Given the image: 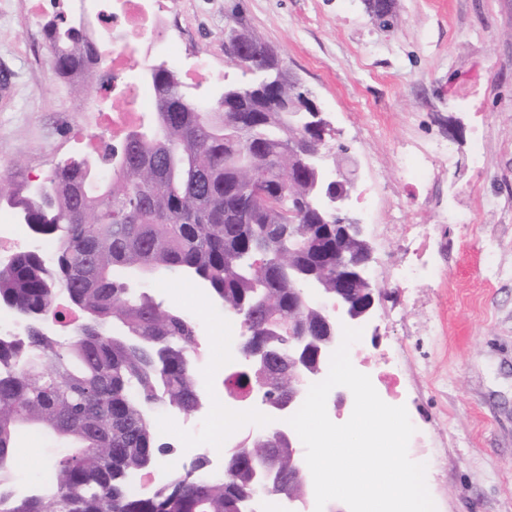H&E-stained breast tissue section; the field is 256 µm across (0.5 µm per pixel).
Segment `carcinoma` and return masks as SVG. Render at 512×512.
I'll use <instances>...</instances> for the list:
<instances>
[{
  "mask_svg": "<svg viewBox=\"0 0 512 512\" xmlns=\"http://www.w3.org/2000/svg\"><path fill=\"white\" fill-rule=\"evenodd\" d=\"M230 28L245 48L237 68L250 80L209 111L160 69L153 135L125 139L109 162L99 155L60 164L34 193L11 171L0 174V204L24 216L39 242L0 263V307L23 328L0 337V512H244L254 471L269 455L289 474L273 434L258 433L232 456L226 478L199 480L197 461L152 494L131 483L174 452L157 410L188 415L204 402L195 322L133 280L158 289L203 282L253 331L270 319L316 330L319 313L297 299L307 286L302 273L315 267L333 298L360 248L353 237L336 242L334 224L315 213L332 187L321 184L312 197L308 183L291 178L288 158L309 138L281 107L301 94L292 75L243 19ZM45 35L53 73L83 95L94 44L63 21L46 25ZM90 164L111 170V199L86 178ZM290 231L309 243L293 261ZM346 288L357 304L373 284L352 279ZM50 320L70 327L67 339L43 332ZM254 345L274 352L273 368L233 373L231 388L287 393L292 381L279 374L292 355L287 337L266 331ZM23 431L53 451L41 488L18 495L12 469Z\"/></svg>",
  "mask_w": 512,
  "mask_h": 512,
  "instance_id": "carcinoma-1",
  "label": "carcinoma"
}]
</instances>
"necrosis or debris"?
Segmentation results:
<instances>
[{"instance_id":"necrosis-or-debris-1","label":"necrosis or debris","mask_w":512,"mask_h":512,"mask_svg":"<svg viewBox=\"0 0 512 512\" xmlns=\"http://www.w3.org/2000/svg\"><path fill=\"white\" fill-rule=\"evenodd\" d=\"M26 8L36 19L56 12L87 26L98 48L103 71L81 107L86 125L98 134L77 138L78 146L96 152L102 134L117 142L147 122L153 90L133 83V73L154 60L173 69L182 62L180 46L168 34L167 0H26Z\"/></svg>"}]
</instances>
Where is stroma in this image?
Returning a JSON list of instances; mask_svg holds the SVG:
<instances>
[{
    "label": "stroma",
    "mask_w": 512,
    "mask_h": 512,
    "mask_svg": "<svg viewBox=\"0 0 512 512\" xmlns=\"http://www.w3.org/2000/svg\"><path fill=\"white\" fill-rule=\"evenodd\" d=\"M379 29L364 0H182L186 59L213 76L186 92L210 99L240 80L224 52L237 14L312 90L346 151L352 208L374 248L361 373L398 356L404 405L425 446L437 512H512V0H397ZM80 101L50 69L43 23L0 15V170L34 189L73 159ZM434 227L418 259L425 287L378 275L400 245L381 224Z\"/></svg>",
    "instance_id": "obj_1"
}]
</instances>
